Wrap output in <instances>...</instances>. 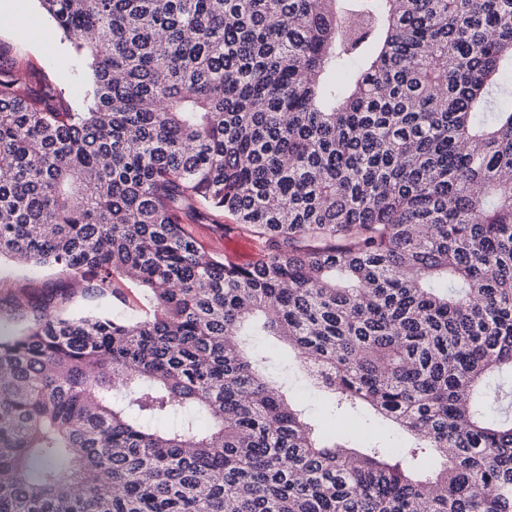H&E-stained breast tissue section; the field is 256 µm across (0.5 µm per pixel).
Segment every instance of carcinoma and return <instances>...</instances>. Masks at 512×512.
<instances>
[{
    "instance_id": "cac0c4a2",
    "label": "carcinoma",
    "mask_w": 512,
    "mask_h": 512,
    "mask_svg": "<svg viewBox=\"0 0 512 512\" xmlns=\"http://www.w3.org/2000/svg\"><path fill=\"white\" fill-rule=\"evenodd\" d=\"M39 2L90 101L0 64V259L152 313L0 335V512H512V0ZM211 222V219L207 218L199 220L196 224H187L189 232L207 252L225 260V245L230 242L241 241L249 243L252 254L248 259L239 261V264L251 263L259 255L263 246L257 240L246 234L238 233H236L234 239L226 240L220 232L216 231V224H211Z\"/></svg>"
}]
</instances>
